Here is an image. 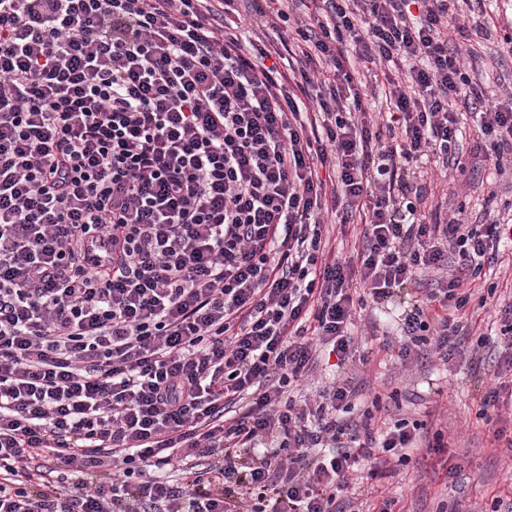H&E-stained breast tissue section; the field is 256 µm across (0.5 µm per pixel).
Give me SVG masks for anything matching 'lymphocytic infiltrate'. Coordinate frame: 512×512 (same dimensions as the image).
<instances>
[{"instance_id":"1","label":"lymphocytic infiltrate","mask_w":512,"mask_h":512,"mask_svg":"<svg viewBox=\"0 0 512 512\" xmlns=\"http://www.w3.org/2000/svg\"><path fill=\"white\" fill-rule=\"evenodd\" d=\"M236 2L0 0V512H394L357 473L447 434L350 419L344 378L295 390L321 351L367 362L356 310L396 288L414 298L400 361L500 344L476 415L512 413V303L498 335L478 319L512 213L445 219L413 189L428 157L512 175V97L461 59L481 19L251 0L244 34ZM366 75L385 85L372 123L352 111ZM330 212L361 226L350 261Z\"/></svg>"}]
</instances>
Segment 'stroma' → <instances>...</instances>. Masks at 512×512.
I'll return each instance as SVG.
<instances>
[{
	"instance_id": "35a3bbf8",
	"label": "stroma",
	"mask_w": 512,
	"mask_h": 512,
	"mask_svg": "<svg viewBox=\"0 0 512 512\" xmlns=\"http://www.w3.org/2000/svg\"><path fill=\"white\" fill-rule=\"evenodd\" d=\"M481 9L489 19L476 46L484 57L482 69L512 93V58L493 59L497 47L512 38V0H483ZM425 182L432 196L447 198L452 209L464 206L471 220L486 210L512 205V180L478 160L461 175L432 169ZM410 308V298L400 293L363 310L359 327L373 331L374 337L364 372L353 378L360 399L355 409L363 411L377 396L382 405L377 421L418 419L429 429H447L452 437L449 463L455 473L446 477L439 465L424 461L396 467L372 485L376 494L400 497L403 512H492L494 495L512 487V454L491 445L487 425L476 416L482 378L475 375L466 354L447 363L431 355L411 367L401 366L398 322Z\"/></svg>"
}]
</instances>
